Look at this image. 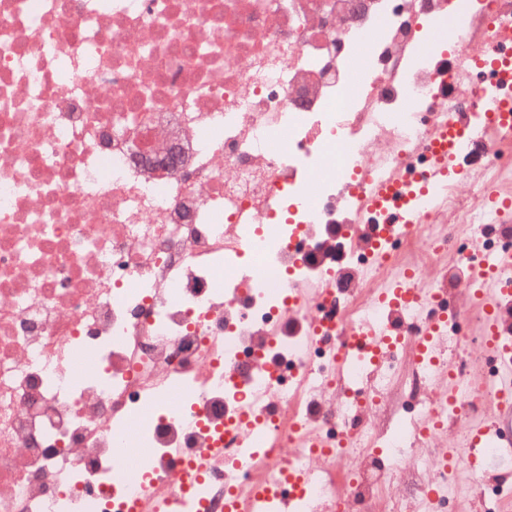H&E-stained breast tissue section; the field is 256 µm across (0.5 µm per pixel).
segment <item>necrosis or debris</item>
Here are the masks:
<instances>
[{
    "label": "necrosis or debris",
    "mask_w": 512,
    "mask_h": 512,
    "mask_svg": "<svg viewBox=\"0 0 512 512\" xmlns=\"http://www.w3.org/2000/svg\"><path fill=\"white\" fill-rule=\"evenodd\" d=\"M505 42L512 0H0V512H225L287 468L292 512H448L464 489L426 424L499 406L448 400L426 308L379 296L412 270L441 304L507 233L483 232L512 187L483 108L504 88L457 74ZM452 112L459 157L486 144L469 192L438 183L363 239L370 184ZM140 138L183 166L131 163ZM326 224L339 295L296 249ZM388 324L406 336L379 361L341 355ZM407 465L428 476L408 503L384 478Z\"/></svg>",
    "instance_id": "1"
}]
</instances>
